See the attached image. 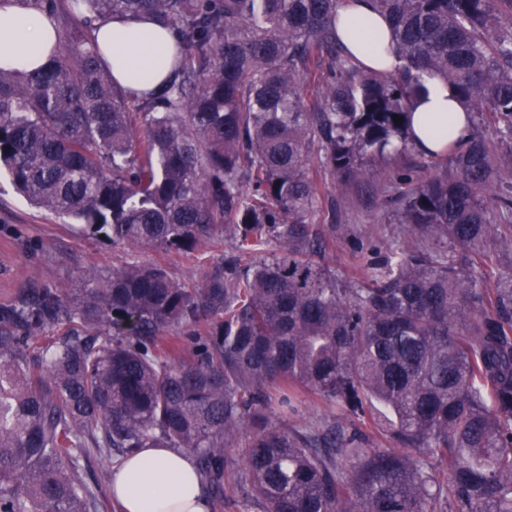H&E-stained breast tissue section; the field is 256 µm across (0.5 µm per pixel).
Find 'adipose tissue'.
I'll return each instance as SVG.
<instances>
[{
	"mask_svg": "<svg viewBox=\"0 0 512 512\" xmlns=\"http://www.w3.org/2000/svg\"><path fill=\"white\" fill-rule=\"evenodd\" d=\"M339 15L338 34L360 61L387 72L401 67L390 45L389 21L369 0H346ZM92 39L123 87L148 91L169 73L174 41L155 22L110 16L96 22ZM59 40L53 15L0 0L1 65L19 70L44 66ZM409 121L422 145L439 154L449 142L465 141L471 128L455 89L437 79L429 81L426 94L417 98ZM111 492L121 512L210 510L194 459L169 448H145L125 457L112 475Z\"/></svg>",
	"mask_w": 512,
	"mask_h": 512,
	"instance_id": "obj_1",
	"label": "adipose tissue"
}]
</instances>
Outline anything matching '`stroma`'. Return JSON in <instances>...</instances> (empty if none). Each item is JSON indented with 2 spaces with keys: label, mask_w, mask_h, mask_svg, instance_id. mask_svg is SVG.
I'll list each match as a JSON object with an SVG mask.
<instances>
[{
  "label": "stroma",
  "mask_w": 512,
  "mask_h": 512,
  "mask_svg": "<svg viewBox=\"0 0 512 512\" xmlns=\"http://www.w3.org/2000/svg\"><path fill=\"white\" fill-rule=\"evenodd\" d=\"M335 207H322L315 221H337L350 227L337 238L324 261L338 271L364 277L354 257V244L365 241L383 247L395 236L392 224L395 203L371 186H350L347 194L333 193ZM142 265L164 264L180 281H199L203 266L196 258L160 251L123 250L84 235L76 227L62 224L43 209L15 193L10 181L0 177V302L15 294L42 286L64 283L80 287L83 267L110 272L123 262Z\"/></svg>",
  "instance_id": "obj_1"
}]
</instances>
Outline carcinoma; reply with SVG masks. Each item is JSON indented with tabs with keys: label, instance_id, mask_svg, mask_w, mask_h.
<instances>
[{
	"label": "carcinoma",
	"instance_id": "obj_1",
	"mask_svg": "<svg viewBox=\"0 0 512 512\" xmlns=\"http://www.w3.org/2000/svg\"><path fill=\"white\" fill-rule=\"evenodd\" d=\"M19 2L60 42L0 67V172L114 247L216 256L193 285L88 266L76 294L0 304V512H101L79 458L141 448L194 454L252 512H512V275L484 272L490 246L512 255V31L492 34L512 0H373L394 73L338 38L342 0ZM117 14L175 37L160 90L101 65L93 25ZM435 78L472 123L442 156L407 122ZM408 151L445 162L379 168ZM382 173L397 244L358 247L365 279L338 273L323 257L347 225L315 223L321 200ZM306 394L329 413L285 424Z\"/></svg>",
	"mask_w": 512,
	"mask_h": 512
}]
</instances>
